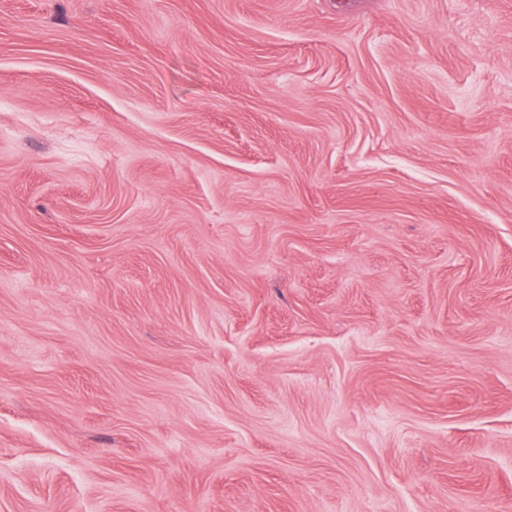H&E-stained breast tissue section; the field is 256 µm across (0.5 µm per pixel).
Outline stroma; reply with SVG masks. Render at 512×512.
<instances>
[{
	"instance_id": "stroma-1",
	"label": "stroma",
	"mask_w": 512,
	"mask_h": 512,
	"mask_svg": "<svg viewBox=\"0 0 512 512\" xmlns=\"http://www.w3.org/2000/svg\"><path fill=\"white\" fill-rule=\"evenodd\" d=\"M0 512H512V0H0Z\"/></svg>"
}]
</instances>
